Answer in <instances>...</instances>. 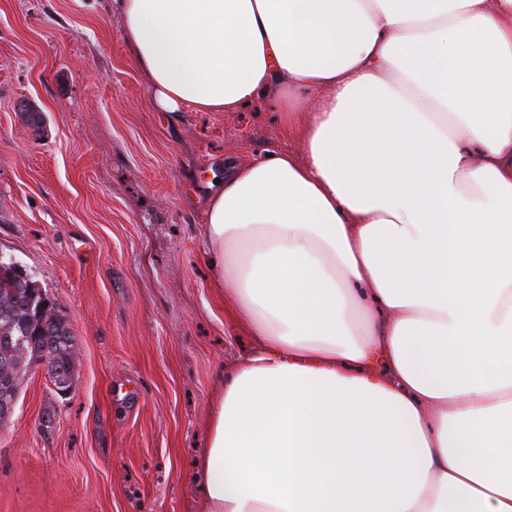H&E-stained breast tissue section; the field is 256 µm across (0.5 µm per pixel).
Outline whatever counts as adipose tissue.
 <instances>
[{
    "label": "adipose tissue",
    "instance_id": "ef3b65f1",
    "mask_svg": "<svg viewBox=\"0 0 512 512\" xmlns=\"http://www.w3.org/2000/svg\"><path fill=\"white\" fill-rule=\"evenodd\" d=\"M110 5L158 111L263 95L302 144L205 209L249 347L198 512H512V0Z\"/></svg>",
    "mask_w": 512,
    "mask_h": 512
}]
</instances>
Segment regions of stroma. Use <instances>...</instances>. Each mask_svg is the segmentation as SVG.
I'll return each instance as SVG.
<instances>
[{
	"instance_id": "1",
	"label": "stroma",
	"mask_w": 512,
	"mask_h": 512,
	"mask_svg": "<svg viewBox=\"0 0 512 512\" xmlns=\"http://www.w3.org/2000/svg\"><path fill=\"white\" fill-rule=\"evenodd\" d=\"M38 113L31 123L29 113ZM300 151L276 103L157 111L107 0H0V255L73 336L0 425V512H194L229 342L201 219L228 160Z\"/></svg>"
}]
</instances>
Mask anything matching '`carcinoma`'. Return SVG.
I'll return each instance as SVG.
<instances>
[{"label": "carcinoma", "mask_w": 512, "mask_h": 512, "mask_svg": "<svg viewBox=\"0 0 512 512\" xmlns=\"http://www.w3.org/2000/svg\"><path fill=\"white\" fill-rule=\"evenodd\" d=\"M34 281H22L8 270L0 269V363H6L0 372V382L19 391L21 374L38 361L41 353L52 358L57 375H71L72 336L63 318L46 319L40 303L42 295Z\"/></svg>", "instance_id": "1"}]
</instances>
